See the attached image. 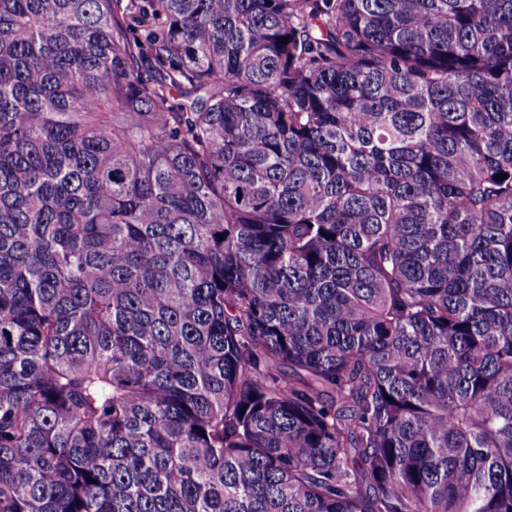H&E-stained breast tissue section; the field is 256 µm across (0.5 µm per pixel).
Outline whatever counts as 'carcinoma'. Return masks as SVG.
I'll list each match as a JSON object with an SVG mask.
<instances>
[{"instance_id": "obj_1", "label": "carcinoma", "mask_w": 512, "mask_h": 512, "mask_svg": "<svg viewBox=\"0 0 512 512\" xmlns=\"http://www.w3.org/2000/svg\"><path fill=\"white\" fill-rule=\"evenodd\" d=\"M0 512H512V0H0Z\"/></svg>"}]
</instances>
